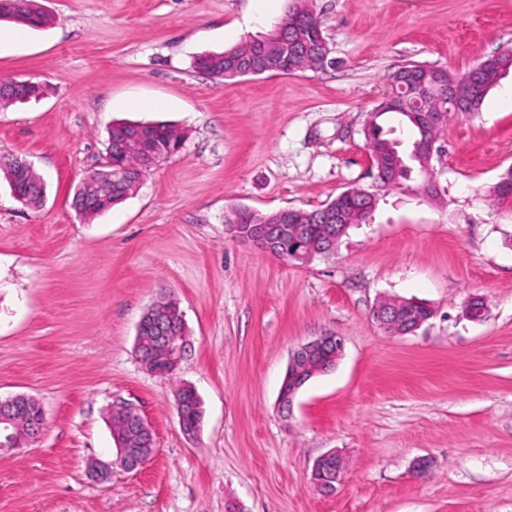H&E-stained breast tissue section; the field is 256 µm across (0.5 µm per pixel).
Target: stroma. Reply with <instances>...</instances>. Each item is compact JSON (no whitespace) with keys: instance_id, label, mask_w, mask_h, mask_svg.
<instances>
[{"instance_id":"35a3bbf8","label":"stroma","mask_w":512,"mask_h":512,"mask_svg":"<svg viewBox=\"0 0 512 512\" xmlns=\"http://www.w3.org/2000/svg\"><path fill=\"white\" fill-rule=\"evenodd\" d=\"M42 3L52 26L0 49V80L46 87L0 109V156L46 183L29 208L0 178V397H35L45 414L36 443L0 454V512H512V197L490 192L512 168V74L444 127L438 197L380 196L331 256L287 263L224 222L371 187L365 122L390 76L410 63L460 75L512 50V0H311L333 65L228 86L195 57L269 32L294 0ZM113 121L171 124L184 146L88 221L73 190L105 164ZM165 293L192 349L158 377L135 342ZM472 297L482 321L463 315ZM384 298L434 314L392 336L372 316ZM327 333L342 358L283 416L291 351ZM184 384L204 410L191 439L175 407ZM123 402L155 451L101 482L91 467L116 457ZM329 451L347 474L325 495L311 472ZM113 409L127 419L129 424L128 433L135 432L145 437L149 436L154 441V434L150 424L135 407L129 404H121L119 406H113ZM114 410H112V433L125 436L127 434L125 431V421L121 416L117 415Z\"/></svg>"}]
</instances>
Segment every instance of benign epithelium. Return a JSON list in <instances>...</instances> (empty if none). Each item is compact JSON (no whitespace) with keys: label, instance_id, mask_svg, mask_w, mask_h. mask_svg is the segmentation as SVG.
<instances>
[{"label":"benign epithelium","instance_id":"7a95c632","mask_svg":"<svg viewBox=\"0 0 512 512\" xmlns=\"http://www.w3.org/2000/svg\"><path fill=\"white\" fill-rule=\"evenodd\" d=\"M281 36L272 35L271 38H262L265 43L264 53L256 59V68L260 70H278L281 68L279 56V43ZM437 75L443 77L448 86V97L456 105L459 112L475 111L474 97L464 90L467 80L454 76L446 69H437ZM133 144L135 149L146 159L152 160L158 154V147L154 141L153 135L146 129L140 131L132 138H125L117 142V146L123 148L128 144ZM143 174L139 170L126 171L115 179H110L103 183L100 193L97 194L98 202H103L112 198L114 194H123L131 186L140 185ZM241 218L230 226V231L234 238L248 242L262 252L280 257L289 262L309 263L317 256H327L325 251H303L296 249L293 251H282V241L288 237L295 238L305 233V226L292 223L290 209H281L274 214L275 220L271 223L257 224L251 220L254 216L252 210H236ZM417 306V302L412 300H401V304L377 303L373 315L380 327L389 331L394 322L399 320L407 324V328L402 334H410L419 329L425 320L421 319L416 323H410V309ZM146 315L152 317L158 326L157 340L162 345L165 357L162 367H155L153 363L140 357V362L149 372L160 375L167 370L177 369L179 363L185 356L189 348V339L186 335L175 336L169 327L166 326L162 314L155 309H150ZM344 342L340 336L332 334L317 336L292 350L288 361V367L285 373L284 384L288 385V391L281 392L279 407L284 412H291L293 402L298 390L308 382L312 377L322 374L328 368V365L318 362L320 355L325 351L331 350L335 354V359H340L343 354ZM30 397L25 395H16L6 399L0 398V454L11 453L21 447L34 443L41 435L45 417L44 412H39L38 416L31 419L29 423V434L20 437L14 432L19 414L29 410L26 403ZM114 410L124 416L129 424L128 432H135L144 436L154 437L152 428L148 421L139 413V411L129 405L121 404L114 407ZM117 462L128 472L139 470L145 461L137 451L128 447V444L121 438L115 439ZM346 473V461L342 455L333 451L319 457L312 468V481L317 490L323 494H330L336 490V486L341 484Z\"/></svg>","mask_w":512,"mask_h":512}]
</instances>
